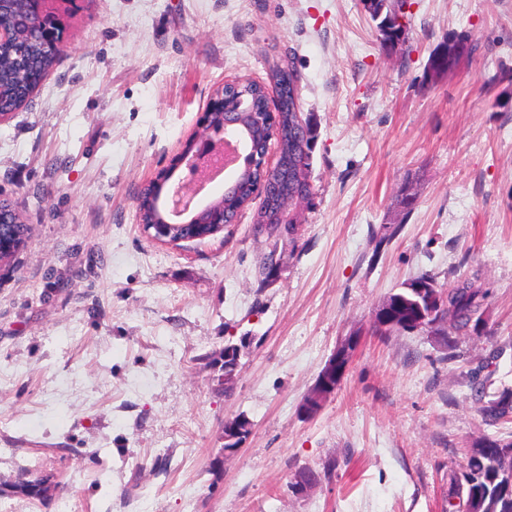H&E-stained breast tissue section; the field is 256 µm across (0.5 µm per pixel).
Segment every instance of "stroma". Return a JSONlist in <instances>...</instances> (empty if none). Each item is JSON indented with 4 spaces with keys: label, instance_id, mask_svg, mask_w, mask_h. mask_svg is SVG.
<instances>
[{
    "label": "stroma",
    "instance_id": "1",
    "mask_svg": "<svg viewBox=\"0 0 512 512\" xmlns=\"http://www.w3.org/2000/svg\"><path fill=\"white\" fill-rule=\"evenodd\" d=\"M67 50L0 122V199L31 233L0 266V512H446L482 437L471 372L512 387V0H413L382 50L360 0H44ZM473 50L436 79L449 34ZM292 65L317 128L311 203L257 284L264 193L223 232L162 245L140 189L218 87ZM413 195L411 209L401 200ZM402 225L380 259L373 233ZM480 269L479 336L373 334L418 274ZM255 341L232 395L225 342ZM357 344L312 416L329 358ZM251 434L224 454V422ZM46 477L13 491L21 467Z\"/></svg>",
    "mask_w": 512,
    "mask_h": 512
}]
</instances>
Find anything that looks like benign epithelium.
<instances>
[{
    "instance_id": "obj_1",
    "label": "benign epithelium",
    "mask_w": 512,
    "mask_h": 512,
    "mask_svg": "<svg viewBox=\"0 0 512 512\" xmlns=\"http://www.w3.org/2000/svg\"><path fill=\"white\" fill-rule=\"evenodd\" d=\"M41 3L42 0H0V43L13 42L18 50H23L18 39V27L14 25L18 21L26 25L25 34H34L50 52L61 55L64 51V27L58 19L43 13ZM249 122L248 110L240 102L229 101L224 95V88L211 94L195 135L171 159L169 167L143 187L149 191V198L156 200L157 206L162 208L152 223L144 225L152 239L171 245L203 241L224 230V225L234 222L225 209L224 198L239 192L240 181L245 174H237L225 183L221 197L201 206L196 205L195 199L207 183L209 152ZM246 149L251 163L247 172L251 173L256 168L271 170L266 162L268 149L250 141ZM180 168L185 169V176L172 185L168 184L173 173ZM281 169L291 170V180L277 177L257 184L267 196V204L258 215L260 224H286L294 220L290 204L307 193L309 182L304 164L290 166L285 160ZM346 366L344 359L330 358L317 384L303 402L304 413H317L323 399L336 388ZM244 442V429L236 424L224 426V452H234Z\"/></svg>"
}]
</instances>
